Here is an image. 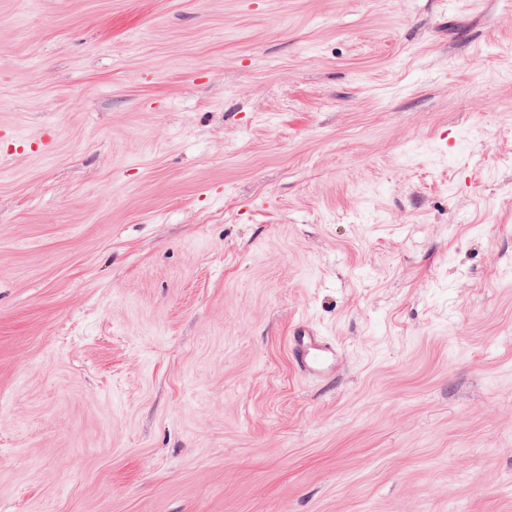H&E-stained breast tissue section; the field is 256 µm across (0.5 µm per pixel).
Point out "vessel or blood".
I'll return each mask as SVG.
<instances>
[{
    "instance_id": "vessel-or-blood-1",
    "label": "vessel or blood",
    "mask_w": 512,
    "mask_h": 512,
    "mask_svg": "<svg viewBox=\"0 0 512 512\" xmlns=\"http://www.w3.org/2000/svg\"><path fill=\"white\" fill-rule=\"evenodd\" d=\"M289 350L295 370L313 381L334 377L342 359L335 339L305 320L293 325Z\"/></svg>"
}]
</instances>
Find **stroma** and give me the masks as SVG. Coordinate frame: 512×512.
Returning <instances> with one entry per match:
<instances>
[{
	"label": "stroma",
	"mask_w": 512,
	"mask_h": 512,
	"mask_svg": "<svg viewBox=\"0 0 512 512\" xmlns=\"http://www.w3.org/2000/svg\"><path fill=\"white\" fill-rule=\"evenodd\" d=\"M0 512H512V0H0ZM289 350L295 370L313 381L334 377L342 359L336 340L305 320L293 325Z\"/></svg>",
	"instance_id": "obj_1"
}]
</instances>
